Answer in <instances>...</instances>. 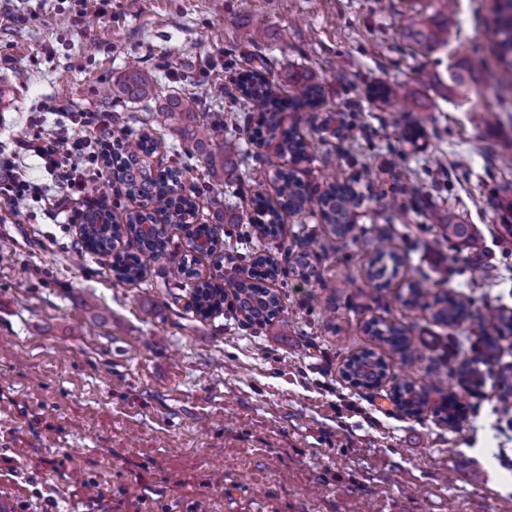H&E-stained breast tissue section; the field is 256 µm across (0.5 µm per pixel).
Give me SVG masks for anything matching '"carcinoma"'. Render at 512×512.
Returning <instances> with one entry per match:
<instances>
[{
  "label": "carcinoma",
  "instance_id": "obj_1",
  "mask_svg": "<svg viewBox=\"0 0 512 512\" xmlns=\"http://www.w3.org/2000/svg\"><path fill=\"white\" fill-rule=\"evenodd\" d=\"M439 8L429 17L405 14L399 19L403 38L409 50L415 54L427 55L448 45V24L457 12V0H437ZM497 53L505 67L495 78L498 87L512 85V0H498L495 28L493 30ZM240 91L239 111H251L258 114V122L252 129V139L260 145L268 140L280 142V157L290 156L298 161L305 157L306 145L281 122V112L285 109H298L301 104L314 107L320 97L315 87L307 80L293 74L288 85H277L260 70L238 73L235 76ZM466 89L476 99L486 97V88L472 85L457 73L450 76L448 93ZM163 96L160 83L141 70L125 74L113 85L112 101L141 102ZM167 122L180 136L182 144L174 148L171 164L161 168H145L140 165L143 157L157 149V140L149 133L132 130L122 131L121 140L112 148V174L120 183L125 196L140 201L139 209L126 213L125 221L118 224L105 212L91 213L82 227V242L86 250L94 253H112V273L116 280L134 283L140 280L146 270V261H161L166 258L171 246L169 230L178 225L191 228V240L196 246L191 248L194 255L184 257L178 265L166 267L168 275L176 280L193 278L191 306L196 314L208 316L221 309L227 299L223 281L233 282L230 307L247 313L248 319L255 325L272 321L281 311L279 295L271 291L266 282L275 280L282 274L280 266L268 264L266 256L259 254L253 258L248 269L238 264L230 271L203 278L195 268L198 254H219V260H234L221 253L219 240L206 219L199 217V193L196 186L188 187L185 181L192 168L182 162L187 156H200L204 167L214 176L225 177L227 185L237 194L244 193V185L233 179L234 167L231 158L220 146V134L235 133L241 129L237 112H204L202 101L195 93H184L166 98L163 105ZM279 197L282 204L296 213L310 212L321 216L324 223L338 238H346L354 229L353 215L364 201V194L356 190V185L370 178V170L365 168L349 183L329 184L326 189H313L300 182L291 171H278ZM418 188L413 177L400 173L391 194L385 196L383 212L387 221H393L404 215ZM161 202L164 206L163 218L159 219L149 205ZM256 220L266 236L277 238L281 232L279 210L260 195L254 197ZM206 206L211 218L218 223L242 224L244 220L229 213L224 208V190L215 188L206 196ZM122 236L135 244L136 250L112 252V237ZM389 238L380 230L374 236L375 249L369 267L373 277L380 278L388 270H397L403 264V257L388 247ZM314 244V238L306 235L303 250L295 259L290 272L304 280L319 281L322 288H334L336 282L321 278L317 267L310 262L308 246ZM425 276L414 277L407 283V295L402 297L404 305L413 308L428 309L439 323L452 327L467 316V303L446 293L438 295L425 287ZM482 357L496 356V335L512 331V313L506 309H490L482 314ZM374 336L383 343L400 350L410 349V339L405 331L395 325L386 324L372 328ZM482 357H476L462 367L458 373L459 381L474 391L492 380L497 388L499 400L504 408H512V367L503 368L498 374L489 375L481 368ZM344 375L353 384L363 388H373L381 383L385 376V365L381 358L373 353H365L351 358ZM397 406L408 414L418 415L429 403L428 390L411 379L401 380L393 390ZM442 421L449 431L459 427L458 402L452 395L444 408Z\"/></svg>",
  "mask_w": 512,
  "mask_h": 512
}]
</instances>
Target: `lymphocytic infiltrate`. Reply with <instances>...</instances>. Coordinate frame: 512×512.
I'll return each mask as SVG.
<instances>
[{
    "mask_svg": "<svg viewBox=\"0 0 512 512\" xmlns=\"http://www.w3.org/2000/svg\"><path fill=\"white\" fill-rule=\"evenodd\" d=\"M68 122L46 135L20 140V150L40 158L62 188L52 203L67 223H83L93 209L107 206L101 185L111 177L103 161L116 141L108 112H71Z\"/></svg>",
    "mask_w": 512,
    "mask_h": 512,
    "instance_id": "lymphocytic-infiltrate-1",
    "label": "lymphocytic infiltrate"
}]
</instances>
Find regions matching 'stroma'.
Listing matches in <instances>:
<instances>
[{"label": "stroma", "mask_w": 512, "mask_h": 512, "mask_svg": "<svg viewBox=\"0 0 512 512\" xmlns=\"http://www.w3.org/2000/svg\"><path fill=\"white\" fill-rule=\"evenodd\" d=\"M448 46L410 55L397 27L436 0H0V72L15 92L0 116V159L54 191L17 140L52 128L60 112L118 109L121 125H148L151 165L176 139L160 102L113 106L103 94L137 68L174 96L197 92L206 111L230 97L224 53L262 57L269 74H301L323 91L316 108L282 114L307 144L294 167L310 186L343 183L369 166L372 184L347 238L309 214H283L280 239L312 232L331 292L295 277L271 282L283 312L263 326L228 309L187 308L190 282L168 283L148 264L143 280L112 275V257L87 252L77 227L34 200H0V504L6 512H512V411L493 388L473 395L457 373L482 347L486 308L512 310V87L477 104L448 93V68L467 64L492 81L495 0H458ZM251 45L239 43L243 29ZM377 85L402 87L408 104L381 105ZM56 103L58 113L45 109ZM494 123H486L487 111ZM360 116L354 139L327 117ZM422 128L416 144L402 130ZM410 170L419 194L390 228L404 256L378 286L368 274L370 229L393 171ZM245 195L274 197V170L238 166ZM448 224L472 225L471 243ZM26 276H19V269ZM433 291L471 301L449 328L400 299L415 272ZM383 320L415 345L402 353L368 331ZM370 350L386 363L374 389L351 385L347 361ZM430 389L417 416L399 410L404 376ZM465 409L449 432L437 413L447 394Z\"/></svg>", "instance_id": "35a3bbf8"}]
</instances>
